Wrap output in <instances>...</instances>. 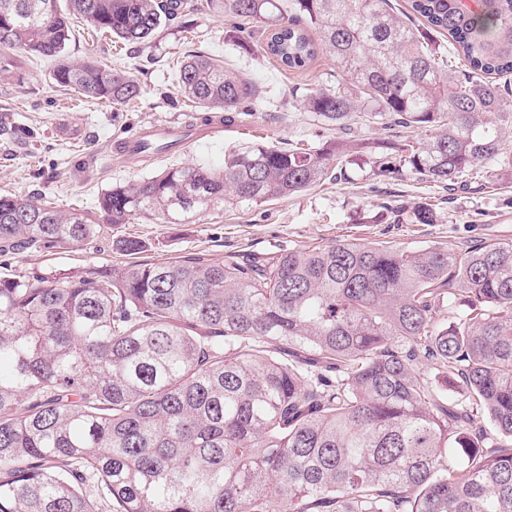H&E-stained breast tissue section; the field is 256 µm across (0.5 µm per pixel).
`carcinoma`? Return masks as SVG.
Listing matches in <instances>:
<instances>
[{
  "label": "carcinoma",
  "mask_w": 512,
  "mask_h": 512,
  "mask_svg": "<svg viewBox=\"0 0 512 512\" xmlns=\"http://www.w3.org/2000/svg\"><path fill=\"white\" fill-rule=\"evenodd\" d=\"M475 2L410 0L402 19L389 0H289L288 16L279 0H209L237 20L224 40L239 49L287 70L320 47L332 56L336 86L303 99L317 120L389 118L424 137L246 143L219 171L167 167L113 186L98 222L1 195L0 252L80 247L137 215L190 224L357 160L378 177L454 186L482 167L512 180V90L491 80L512 73V0ZM183 4L0 0V48L57 61L56 84L88 102L128 104L142 88L127 71L65 57L71 20L146 45ZM177 82L197 108L187 129L204 113L233 123L258 99L207 53L184 57ZM405 220L436 212L420 201ZM447 307L462 308L449 323ZM425 360L456 398L441 400ZM0 512H512V242L461 253L343 240L0 276Z\"/></svg>",
  "instance_id": "cac0c4a2"
}]
</instances>
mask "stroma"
Listing matches in <instances>:
<instances>
[{
	"instance_id": "1",
	"label": "stroma",
	"mask_w": 512,
	"mask_h": 512,
	"mask_svg": "<svg viewBox=\"0 0 512 512\" xmlns=\"http://www.w3.org/2000/svg\"><path fill=\"white\" fill-rule=\"evenodd\" d=\"M230 24L223 13L205 7L186 11L158 30L151 43L139 45L107 35L91 39L83 23L73 20L66 57L94 59L131 73L143 95L128 106L81 102L54 83L53 61L16 59L14 76L0 81V113H11L19 129L13 139L0 137V194L44 195L60 210L94 217L99 197L113 185L173 165L220 169L225 152L258 138L281 147L300 140L322 147L338 139L410 137L409 129L391 123L367 126L355 119L341 128L321 124L303 111L301 100L309 88L335 84L331 57L322 52L307 68L286 71L260 54L225 44ZM195 51L221 57L249 78L261 92V103L253 115L225 125L222 133L188 151L124 163L113 151L118 141L154 124H180L191 111V103L177 91V63ZM420 201L433 204L437 223H395L394 210L409 211ZM120 238L145 241L147 249L125 255L113 246ZM339 240L457 250L512 242V184L484 179L450 191L408 176L378 178L369 165L351 164L338 178L293 196L261 205L216 204L192 224H163L139 215L127 224L106 225L102 237L78 250L1 253L0 275L77 271L90 264L122 267L134 260L162 263L192 252L220 261L229 254L284 252Z\"/></svg>"
}]
</instances>
